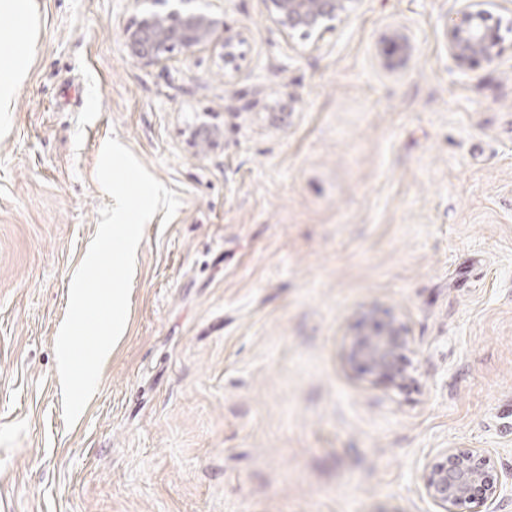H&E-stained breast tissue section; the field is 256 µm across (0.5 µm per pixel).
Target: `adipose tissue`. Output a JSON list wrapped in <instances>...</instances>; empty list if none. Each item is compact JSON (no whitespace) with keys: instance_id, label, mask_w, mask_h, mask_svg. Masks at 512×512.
Returning a JSON list of instances; mask_svg holds the SVG:
<instances>
[{"instance_id":"ef3b65f1","label":"adipose tissue","mask_w":512,"mask_h":512,"mask_svg":"<svg viewBox=\"0 0 512 512\" xmlns=\"http://www.w3.org/2000/svg\"><path fill=\"white\" fill-rule=\"evenodd\" d=\"M0 14L11 17L13 27L0 28V41L13 42L18 46L16 54L0 59V112L11 111L14 93L25 72L28 34L33 13L31 0H0Z\"/></svg>"}]
</instances>
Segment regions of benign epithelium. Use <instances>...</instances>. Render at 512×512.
I'll list each match as a JSON object with an SVG mask.
<instances>
[{
	"mask_svg": "<svg viewBox=\"0 0 512 512\" xmlns=\"http://www.w3.org/2000/svg\"><path fill=\"white\" fill-rule=\"evenodd\" d=\"M172 2L163 11L152 12L125 30L130 53L145 65L166 61L176 49H191L210 42L223 25L220 16L182 8L190 0ZM359 0H265L269 19L284 33L300 31L319 34L337 20L349 19ZM455 20L447 28L448 55L463 72L481 62H493L505 51L506 34L512 25L502 26L504 0H457ZM415 46L402 30H391L383 39L379 63L389 72L405 70ZM410 337L394 316L376 311L358 318L352 326L348 359L360 371L374 378L394 382L406 379L404 353ZM424 477L426 496L437 512H478L493 502L498 483L489 470V456L479 448H447Z\"/></svg>",
	"mask_w": 512,
	"mask_h": 512,
	"instance_id": "obj_1",
	"label": "benign epithelium"
}]
</instances>
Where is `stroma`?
<instances>
[{"label": "stroma", "instance_id": "obj_1", "mask_svg": "<svg viewBox=\"0 0 512 512\" xmlns=\"http://www.w3.org/2000/svg\"><path fill=\"white\" fill-rule=\"evenodd\" d=\"M190 7L223 11L212 43L146 66L124 31L155 0H33L0 112V512H434L448 448L487 449L512 512V48L460 72L456 0H361L317 40L263 0ZM112 136L181 204L70 426L55 343ZM372 311L408 331L403 382L347 360ZM415 46L402 30H390L383 39L379 63L389 72L405 70L414 54Z\"/></svg>", "mask_w": 512, "mask_h": 512}]
</instances>
